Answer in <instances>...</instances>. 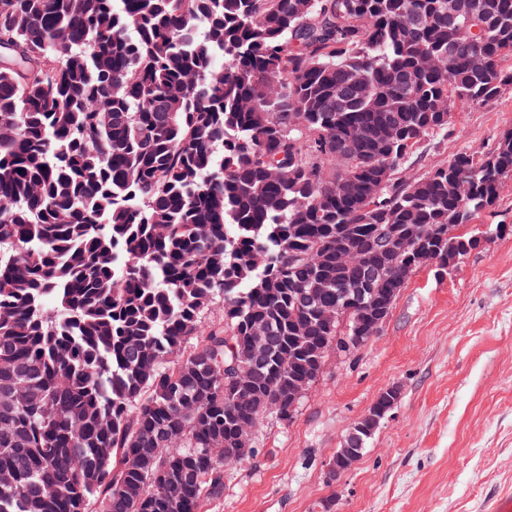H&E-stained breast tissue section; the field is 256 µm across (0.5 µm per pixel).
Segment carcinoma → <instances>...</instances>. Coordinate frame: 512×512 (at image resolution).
Listing matches in <instances>:
<instances>
[{
    "label": "carcinoma",
    "instance_id": "carcinoma-1",
    "mask_svg": "<svg viewBox=\"0 0 512 512\" xmlns=\"http://www.w3.org/2000/svg\"><path fill=\"white\" fill-rule=\"evenodd\" d=\"M507 87L512 0H0V512L221 496L224 448L288 419L336 340L323 311L364 293L351 336L420 251L445 276L512 234L461 231L512 179V129L401 176ZM257 321L273 356L239 387Z\"/></svg>",
    "mask_w": 512,
    "mask_h": 512
}]
</instances>
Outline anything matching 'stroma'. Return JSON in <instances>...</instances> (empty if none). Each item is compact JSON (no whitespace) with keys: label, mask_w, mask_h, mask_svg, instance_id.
Instances as JSON below:
<instances>
[{"label":"stroma","mask_w":512,"mask_h":512,"mask_svg":"<svg viewBox=\"0 0 512 512\" xmlns=\"http://www.w3.org/2000/svg\"><path fill=\"white\" fill-rule=\"evenodd\" d=\"M512 128V90L456 112L447 139L429 138L408 178L456 151L485 152ZM401 399L342 477L328 462L347 430L388 387ZM255 453L224 470L205 512H481L512 483V235L491 239L452 275L414 272L379 336L329 357L291 421L269 415Z\"/></svg>","instance_id":"35a3bbf8"}]
</instances>
